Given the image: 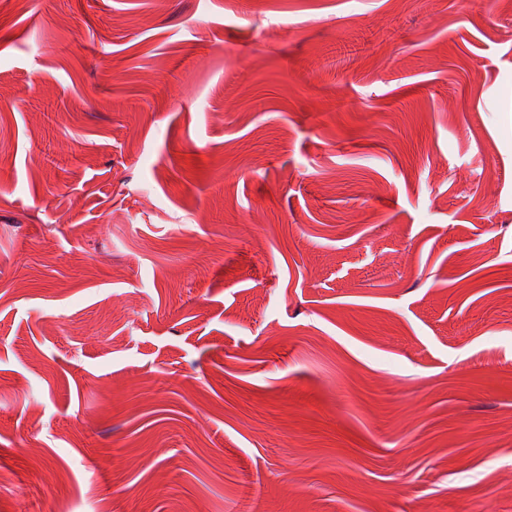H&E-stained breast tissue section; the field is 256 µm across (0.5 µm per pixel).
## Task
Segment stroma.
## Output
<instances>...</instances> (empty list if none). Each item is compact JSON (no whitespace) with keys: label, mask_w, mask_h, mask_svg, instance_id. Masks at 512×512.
<instances>
[{"label":"stroma","mask_w":512,"mask_h":512,"mask_svg":"<svg viewBox=\"0 0 512 512\" xmlns=\"http://www.w3.org/2000/svg\"><path fill=\"white\" fill-rule=\"evenodd\" d=\"M505 0H0V512H512Z\"/></svg>","instance_id":"1"}]
</instances>
